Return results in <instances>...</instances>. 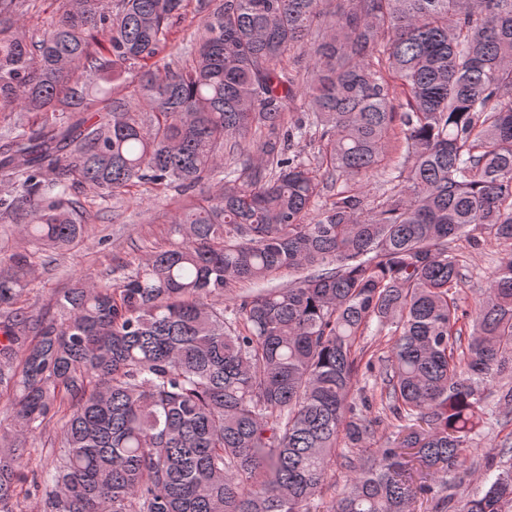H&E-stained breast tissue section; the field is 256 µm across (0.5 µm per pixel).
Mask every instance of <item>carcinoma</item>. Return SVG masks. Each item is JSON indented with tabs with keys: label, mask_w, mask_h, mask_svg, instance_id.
Masks as SVG:
<instances>
[{
	"label": "carcinoma",
	"mask_w": 512,
	"mask_h": 512,
	"mask_svg": "<svg viewBox=\"0 0 512 512\" xmlns=\"http://www.w3.org/2000/svg\"><path fill=\"white\" fill-rule=\"evenodd\" d=\"M198 5V39L162 64L186 0H62L40 37L32 0H0V219L25 241L0 264V512L53 421L39 512H310L342 442L377 448L346 458L327 512H512V457L464 467L487 383L512 378V0ZM127 65L143 71L124 93ZM307 137L312 166L291 154ZM397 137L370 207L359 179ZM221 167L120 283L80 276L52 316L25 307L37 250L85 237L81 192L189 193ZM483 238L511 252L470 311L462 248ZM373 322L387 356L359 345ZM377 363L385 423L353 397Z\"/></svg>",
	"instance_id": "carcinoma-1"
}]
</instances>
